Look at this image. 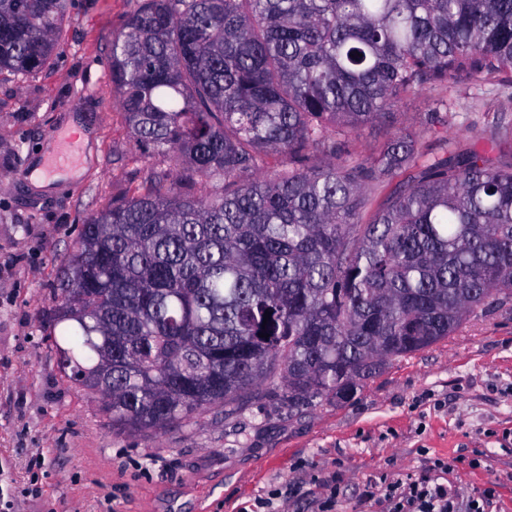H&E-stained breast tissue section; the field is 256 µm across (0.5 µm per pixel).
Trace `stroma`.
<instances>
[{
	"label": "stroma",
	"mask_w": 512,
	"mask_h": 512,
	"mask_svg": "<svg viewBox=\"0 0 512 512\" xmlns=\"http://www.w3.org/2000/svg\"><path fill=\"white\" fill-rule=\"evenodd\" d=\"M136 6L70 0L46 66L0 74V498L12 512H253L288 487L275 512H315L333 482V512H387L381 492L399 479L512 512V299L387 362L350 399L299 411L265 389L233 415L214 406L165 433L132 432L65 379L49 333L79 224L151 172L184 178L135 150L112 84V41ZM437 99L450 117L433 129ZM72 116L91 157L52 192L34 191L35 161ZM499 123L512 124V84L479 78L407 97L391 127L435 150L443 139L469 147L472 131ZM437 458L449 469L433 468Z\"/></svg>",
	"instance_id": "35a3bbf8"
}]
</instances>
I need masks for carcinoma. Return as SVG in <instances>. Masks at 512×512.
Wrapping results in <instances>:
<instances>
[{
  "label": "carcinoma",
  "instance_id": "carcinoma-1",
  "mask_svg": "<svg viewBox=\"0 0 512 512\" xmlns=\"http://www.w3.org/2000/svg\"><path fill=\"white\" fill-rule=\"evenodd\" d=\"M68 4L0 0V73L45 65ZM481 77L512 82V0H138L112 40L135 147L211 190L155 172L82 225L51 331L63 373L134 431L263 387L295 411L511 299L512 162L399 131L336 165L407 96ZM387 138V129L373 127L362 132V135L352 143V157L359 162H369L383 148ZM405 175L384 178L381 182L369 186L366 193V205L362 209L360 219L363 224L368 223L386 194L391 192L397 184L404 179Z\"/></svg>",
  "mask_w": 512,
  "mask_h": 512
}]
</instances>
